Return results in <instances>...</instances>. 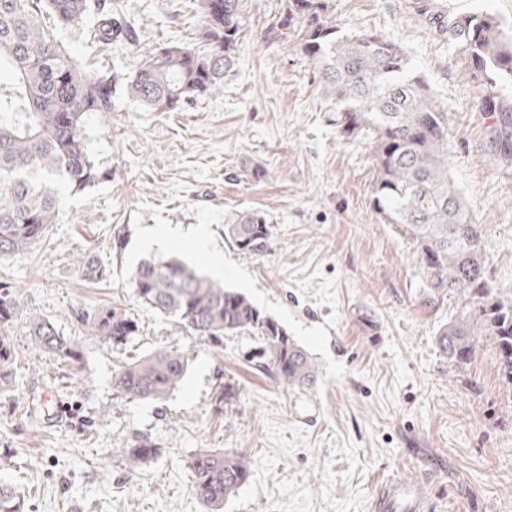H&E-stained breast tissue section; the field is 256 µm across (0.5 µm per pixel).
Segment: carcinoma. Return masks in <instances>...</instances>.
Instances as JSON below:
<instances>
[{
    "label": "carcinoma",
    "instance_id": "1",
    "mask_svg": "<svg viewBox=\"0 0 512 512\" xmlns=\"http://www.w3.org/2000/svg\"><path fill=\"white\" fill-rule=\"evenodd\" d=\"M199 45L167 43L151 50L126 78L129 96L145 112H181L196 97L224 89L242 35L240 0H196ZM98 21L92 42L110 45L134 38L129 20L112 19V4L97 0H0V256L29 250L55 223L59 189L82 190L105 177L91 160L84 116L107 118L114 109L112 75L82 66L59 43L54 27L80 28L92 8ZM300 28L302 49L322 70L336 105V125L348 138L369 142L375 168L373 202L386 224H400L418 244L435 300L443 291L471 300L466 314L442 326L438 348L451 362L472 360L488 338L496 365L512 386V297L493 293L485 281L481 234L448 177V114L410 65L403 49L382 35L347 34L336 27L329 0H286L284 15L266 39ZM448 41L468 69L481 78L482 109L495 115L490 138L512 160V105L501 90L512 82V33L487 13L452 15L444 22ZM237 250L259 255L268 249L272 225L258 212H244L225 227ZM84 279H104L95 257L77 261ZM142 306L173 317L190 333L220 342L228 333L257 335L259 366L291 388L312 387L317 369L308 352L242 293L224 287L177 258L141 261L130 275ZM19 308L0 288V393L11 385L13 332ZM95 335L127 343L138 330L123 309L83 316ZM33 347L71 369L80 365L78 341L59 334L39 314L28 317ZM187 368L185 355L158 349L125 364L113 389L132 399L160 401L175 390ZM131 464L154 459L161 448L145 435L123 449ZM193 491L207 512L248 483L251 465L238 453L203 450L189 464ZM0 512H23L16 492L0 485Z\"/></svg>",
    "mask_w": 512,
    "mask_h": 512
}]
</instances>
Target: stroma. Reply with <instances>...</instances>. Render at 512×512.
Wrapping results in <instances>:
<instances>
[{"mask_svg":"<svg viewBox=\"0 0 512 512\" xmlns=\"http://www.w3.org/2000/svg\"><path fill=\"white\" fill-rule=\"evenodd\" d=\"M284 0H242L238 64L224 91L180 112H145L125 78L161 44L195 47L191 0H112L130 18L132 43H89L57 28L71 55L111 73L115 113L85 119L88 148L105 179L63 190L58 214L33 249L0 258V287L21 314L52 320L78 339L77 375L36 350L25 323L14 332L13 385L0 395V483L24 512H205L189 462L229 450L251 462L249 482L224 512H370L388 477L424 484L426 512H512V388L496 352L452 363L435 345L440 326L469 307L458 295L430 299L412 240L373 207L367 142L336 131L317 65L293 35L265 38ZM346 32L379 33L401 46L448 112V175L482 233L486 280L512 292V161L491 151L493 124L474 77L441 27L442 17L488 13L512 23V0H333ZM273 226L262 254L224 239L244 211ZM185 238L174 256L207 267L191 240L205 230L224 254L225 287L245 294L312 357L314 387L292 389L257 371L259 341L216 343L143 307L129 274L150 231ZM107 268L84 280L76 257ZM119 306L138 324L125 345L93 335L82 314ZM160 347L185 353L182 383L165 400L117 397L118 369ZM233 384L216 402L219 383ZM162 448L129 464L135 435Z\"/></svg>","mask_w":512,"mask_h":512,"instance_id":"1","label":"stroma"}]
</instances>
